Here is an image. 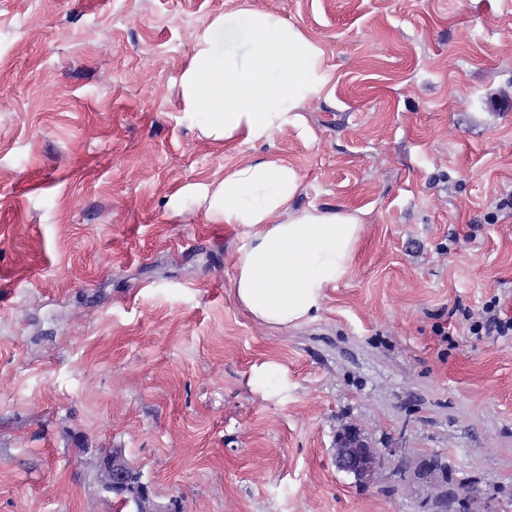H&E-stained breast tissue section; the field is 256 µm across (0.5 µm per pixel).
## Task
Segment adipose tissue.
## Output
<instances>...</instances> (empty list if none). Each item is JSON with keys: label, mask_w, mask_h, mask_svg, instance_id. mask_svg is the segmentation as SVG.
Segmentation results:
<instances>
[{"label": "adipose tissue", "mask_w": 512, "mask_h": 512, "mask_svg": "<svg viewBox=\"0 0 512 512\" xmlns=\"http://www.w3.org/2000/svg\"><path fill=\"white\" fill-rule=\"evenodd\" d=\"M333 75L324 50L279 14L242 7L207 21L184 69L185 115L210 144L228 147L305 128L303 112ZM302 177L276 154L241 161L223 179L189 185L172 208L191 197L205 223L242 228L231 288L258 323L296 327L316 319L328 288L350 275L362 238L360 210L301 207Z\"/></svg>", "instance_id": "adipose-tissue-1"}]
</instances>
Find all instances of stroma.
I'll list each match as a JSON object with an SVG mask.
<instances>
[{
  "label": "stroma",
  "instance_id": "1",
  "mask_svg": "<svg viewBox=\"0 0 512 512\" xmlns=\"http://www.w3.org/2000/svg\"><path fill=\"white\" fill-rule=\"evenodd\" d=\"M278 13L333 74L294 128L227 149L183 117L208 19ZM272 153L299 206L362 210L320 316L258 324L231 291L237 227L183 186ZM512 0H0V512H114L120 449L180 512H426L405 461L512 490ZM272 361L285 399L254 370ZM356 425L386 465L333 461ZM482 313L480 318L469 324V331L473 336L512 335V315L504 312L499 298L493 297L486 302ZM279 371L280 367L273 362L265 363L255 371V382L263 397L275 396L283 398L288 393V381L285 378L282 383H277L274 386H269L267 383L268 378ZM334 461L339 471L351 476L355 484L373 485L384 467V453L375 448L357 427H348L336 435Z\"/></svg>",
  "mask_w": 512,
  "mask_h": 512
}]
</instances>
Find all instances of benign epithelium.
<instances>
[{
  "label": "benign epithelium",
  "mask_w": 512,
  "mask_h": 512,
  "mask_svg": "<svg viewBox=\"0 0 512 512\" xmlns=\"http://www.w3.org/2000/svg\"><path fill=\"white\" fill-rule=\"evenodd\" d=\"M336 468L351 476L362 486L374 484L384 467V453L375 447L369 438L357 427H348L336 435L334 448ZM101 486L109 491L124 489L127 476L120 453L114 451L102 457L100 462ZM407 479L423 488L437 485L439 489L431 495V512H482L485 497L470 488L461 493L445 486V479L436 471L431 455H423L406 466Z\"/></svg>",
  "instance_id": "7a95c632"
}]
</instances>
